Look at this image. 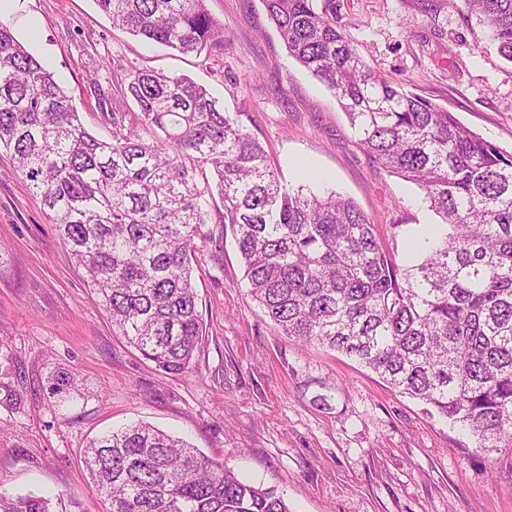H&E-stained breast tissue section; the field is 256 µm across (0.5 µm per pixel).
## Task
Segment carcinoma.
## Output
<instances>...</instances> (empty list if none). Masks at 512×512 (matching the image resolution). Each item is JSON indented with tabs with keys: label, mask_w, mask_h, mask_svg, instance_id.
<instances>
[{
	"label": "carcinoma",
	"mask_w": 512,
	"mask_h": 512,
	"mask_svg": "<svg viewBox=\"0 0 512 512\" xmlns=\"http://www.w3.org/2000/svg\"><path fill=\"white\" fill-rule=\"evenodd\" d=\"M94 2L116 28L224 57V26L206 0ZM262 2L288 55L333 91L365 152L424 191L450 227L419 263L398 264L351 199L283 184L240 113L185 77L131 67L120 93L134 118L114 107L112 138L93 136L2 21L0 149L86 271L113 333L160 370H189L205 335L191 273L195 239L215 222L230 230L251 296L282 335L355 358L460 424L476 450L512 455V154L377 77L314 0ZM463 3L512 62V0ZM81 454L105 512H290L275 489L146 423ZM0 512L70 510L60 498L0 490Z\"/></svg>",
	"instance_id": "obj_1"
}]
</instances>
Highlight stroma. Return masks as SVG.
Returning <instances> with one entry per match:
<instances>
[{"label": "stroma", "mask_w": 512, "mask_h": 512, "mask_svg": "<svg viewBox=\"0 0 512 512\" xmlns=\"http://www.w3.org/2000/svg\"><path fill=\"white\" fill-rule=\"evenodd\" d=\"M224 26V69L114 28L94 0H16L14 36L74 98L85 128L112 136L90 87L127 84V65L189 77L239 113L283 183L351 198L399 262L439 224L418 187L380 170L331 90L288 52L261 0H206ZM363 63L446 108L512 154V62L462 0H316ZM119 60L117 72L104 61ZM192 277L206 325L184 373H166L122 338L86 272L9 152L0 150V490L57 496L104 512L81 450L143 421L187 439L291 512H512V458L473 440L341 353L283 336L250 295L223 225L196 240ZM60 371L82 394L51 397ZM18 404H10L11 394Z\"/></svg>", "instance_id": "1"}]
</instances>
